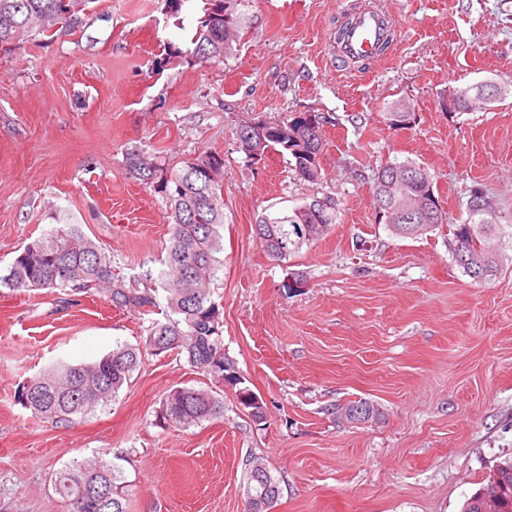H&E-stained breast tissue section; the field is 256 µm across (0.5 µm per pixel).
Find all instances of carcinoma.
Segmentation results:
<instances>
[{
	"label": "carcinoma",
	"mask_w": 512,
	"mask_h": 512,
	"mask_svg": "<svg viewBox=\"0 0 512 512\" xmlns=\"http://www.w3.org/2000/svg\"><path fill=\"white\" fill-rule=\"evenodd\" d=\"M92 0H0V46L11 45L32 35L54 38L56 33L79 23ZM196 18L191 48L167 47V58H189L199 64H216L232 54L241 39L246 0H202ZM231 16L224 23L223 13ZM317 124L319 134L308 141L293 136L304 119ZM325 117L313 112H294L269 122L271 132L256 146L289 156V163L303 181L321 176L319 156L323 142L320 131ZM129 173L141 184L162 194L170 210V237L158 276L146 272L126 280L114 269L112 259L78 224H59L26 244L15 256L0 285L14 290H44L68 297L101 293L118 309L134 310L148 317L145 335L135 344H119L91 363L59 361L25 381L15 392L16 401L32 414L57 423H73L106 404L130 382L144 357L175 353L204 372L217 386L229 383L248 393L233 373L234 365L224 355L223 306L214 298L211 285L218 278L223 250L220 228L224 225V197L218 180H200L191 175V162L170 166L161 157L143 149L126 154ZM401 165L416 178L393 188L394 203L416 196L424 185H433L428 169L410 161ZM309 205L320 212L321 223L305 225L296 210L261 217L255 235L267 255L283 262L298 254L336 223L334 204L328 198ZM488 205L477 195L470 202L471 219L449 224L454 241V259L463 272L476 281L498 270V254L489 240L500 233V225L484 218ZM448 224L444 210L429 207L413 222L388 225L396 235L417 238ZM161 311L163 318L152 317ZM224 417V402L209 392L175 387L163 398L160 418L168 426L186 428L202 421ZM56 493L68 512H126L128 486L121 482L111 463L100 459L75 463L58 471ZM496 500L495 512H512V461L497 466L487 488L471 496L462 512H483L485 495Z\"/></svg>",
	"instance_id": "1"
}]
</instances>
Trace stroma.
Returning a JSON list of instances; mask_svg holds the SVG:
<instances>
[{"instance_id":"35a3bbf8","label":"stroma","mask_w":512,"mask_h":512,"mask_svg":"<svg viewBox=\"0 0 512 512\" xmlns=\"http://www.w3.org/2000/svg\"><path fill=\"white\" fill-rule=\"evenodd\" d=\"M370 8L396 20L387 56L337 67V29ZM244 14L220 65L165 62L195 23L167 0H92L78 27L0 47V269L78 224L125 277L159 271L166 204L126 152L176 166L220 154L224 352L267 408L255 424L224 385L222 418L160 426L167 391L212 387L171 354L145 357L76 423L38 418L19 384L137 343L142 321L99 295L0 288V512H67L56 472L97 458L127 482V512H243L255 461L278 483L274 512H461L512 459V0H248ZM483 81L502 99L445 107L449 88ZM399 108L409 126H392ZM292 112L327 118L317 181L237 147L239 125ZM407 160L428 168L450 223L479 194L505 225L491 280L463 273L447 226L411 239L380 223L375 175ZM316 197L336 208L329 233L272 260L255 224ZM360 399L375 416L347 421L341 407Z\"/></svg>"}]
</instances>
